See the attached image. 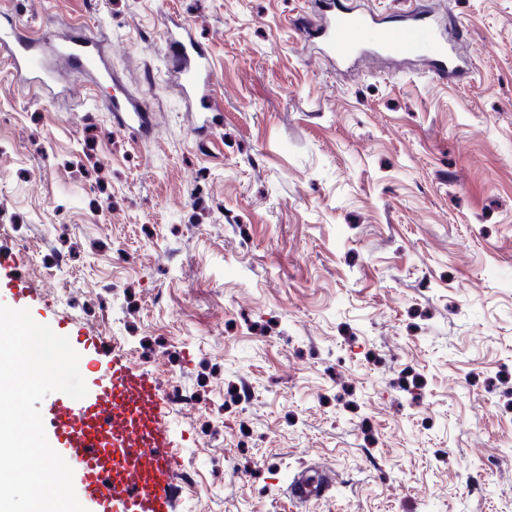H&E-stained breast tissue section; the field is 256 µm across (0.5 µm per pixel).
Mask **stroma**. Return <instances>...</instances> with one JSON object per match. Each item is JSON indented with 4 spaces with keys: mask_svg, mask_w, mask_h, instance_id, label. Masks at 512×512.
I'll return each instance as SVG.
<instances>
[{
    "mask_svg": "<svg viewBox=\"0 0 512 512\" xmlns=\"http://www.w3.org/2000/svg\"><path fill=\"white\" fill-rule=\"evenodd\" d=\"M350 3L456 17L471 74H337L315 0H0L103 43L153 113L138 136L110 85L48 101L0 60V261L186 399L177 512H512V0ZM179 19L220 105L196 133ZM308 466L336 484L293 501ZM165 67L193 112H219L213 104L214 72L205 45L186 21L171 22L164 30Z\"/></svg>",
    "mask_w": 512,
    "mask_h": 512,
    "instance_id": "obj_1",
    "label": "stroma"
}]
</instances>
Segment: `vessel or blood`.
<instances>
[{"mask_svg": "<svg viewBox=\"0 0 512 512\" xmlns=\"http://www.w3.org/2000/svg\"><path fill=\"white\" fill-rule=\"evenodd\" d=\"M299 28L306 40H320L326 55L340 66L373 54L429 58L442 81L467 72L465 62L452 51V40L460 36L452 18L442 31L411 11L402 25L389 29L376 16L356 13L346 0H320L315 17L300 22ZM164 43L166 70L185 101L195 112L214 111L213 67L190 23L168 24ZM0 59L46 99L56 97L62 67L81 71L94 83L107 81L114 93L103 106L119 125L140 133L151 123L144 100L125 89L100 46L81 34L61 40L48 33L35 37L11 15L2 14ZM167 406L154 378L122 354L104 368L92 395L80 400L65 395L46 403L43 423L98 512H176L174 489L182 460L165 425ZM331 484L330 472L303 470L294 476L289 494L301 501L320 497Z\"/></svg>", "mask_w": 512, "mask_h": 512, "instance_id": "obj_1", "label": "vessel or blood"}]
</instances>
